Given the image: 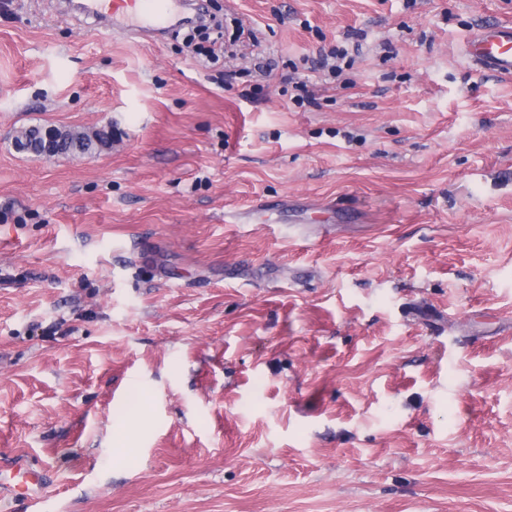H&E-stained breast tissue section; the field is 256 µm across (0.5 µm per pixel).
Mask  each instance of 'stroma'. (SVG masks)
<instances>
[{"label": "stroma", "instance_id": "35a3bbf8", "mask_svg": "<svg viewBox=\"0 0 512 512\" xmlns=\"http://www.w3.org/2000/svg\"><path fill=\"white\" fill-rule=\"evenodd\" d=\"M207 3L213 60L0 0V470L47 477L0 512H512V76L463 51L512 0ZM47 127H42L41 125H29V126H22L19 129L16 130L15 138L21 139V140H28L33 144L32 148L27 150L32 155L39 156V157H45L42 150H40L38 143L39 141L44 138L45 135V142H44V149L46 150V156L48 158L53 157V138L52 135L55 133V130L46 132L45 130ZM61 135L55 143L54 156L83 155L112 144V127H102L92 132L78 128L59 129Z\"/></svg>", "mask_w": 512, "mask_h": 512}]
</instances>
